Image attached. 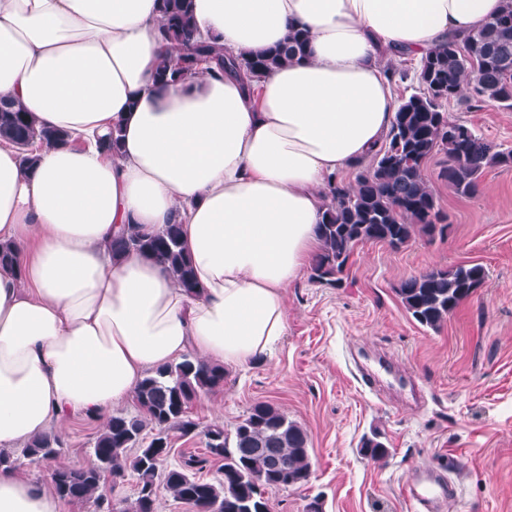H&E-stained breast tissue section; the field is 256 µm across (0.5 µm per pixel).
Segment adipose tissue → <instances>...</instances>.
I'll use <instances>...</instances> for the list:
<instances>
[{"mask_svg":"<svg viewBox=\"0 0 512 512\" xmlns=\"http://www.w3.org/2000/svg\"><path fill=\"white\" fill-rule=\"evenodd\" d=\"M504 0H194L195 27L241 57L309 32L300 63L246 80L199 68L154 86L157 0H0V97L66 131L23 167L0 146V449L71 411L107 417L147 371L192 351L271 356L286 290L320 247L328 176L367 158L397 101L388 57L422 58ZM119 130L121 150L97 144ZM181 227L200 285L113 258L123 225ZM0 512H65L48 484L0 469Z\"/></svg>","mask_w":512,"mask_h":512,"instance_id":"adipose-tissue-1","label":"adipose tissue"}]
</instances>
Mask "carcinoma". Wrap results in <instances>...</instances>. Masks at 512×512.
I'll return each mask as SVG.
<instances>
[{"label": "carcinoma", "instance_id": "obj_1", "mask_svg": "<svg viewBox=\"0 0 512 512\" xmlns=\"http://www.w3.org/2000/svg\"><path fill=\"white\" fill-rule=\"evenodd\" d=\"M161 16L159 35L178 48L177 54L157 60L159 87L176 81L201 64H215L224 72V53L215 41L195 38L193 0H157ZM308 31L293 26L286 40L257 54L241 58L237 66L260 77L307 58ZM418 86L398 100L397 110L381 145L367 160L354 165V182L339 176L328 179L317 234L321 246L312 258L314 282L336 287L355 247L368 242L393 248L406 245L416 233L432 239L449 226L436 194L425 177L427 162L443 154L439 178L460 196L478 193L491 168H512V149H504L472 127L453 119L448 101L466 96L478 107L493 102L512 110V0L484 26L461 39L451 37L419 62ZM69 135L39 126L30 113L12 102H0V141L17 147L21 162H34L36 144L63 143ZM112 257L135 253L163 262L170 275L188 293L197 292L190 258L184 252L178 224L156 233H144L126 224L112 238ZM487 278L480 263L433 268L411 276L395 288L400 302L420 326L439 329ZM224 366L209 364L188 352L179 359L148 371L134 393L136 411L110 416L94 437L92 462L83 467L57 466L50 482L58 495L89 512H128L106 495V483L116 486L127 473L136 476L137 491L164 488L194 512H269L265 494L309 483L312 461L306 429L288 419L270 402H257L228 433L220 426L200 428L191 415L202 393L224 388ZM201 435L209 456L222 462L215 481L198 477L203 460L190 455L168 464L171 436ZM63 448L60 436L41 433L25 445L30 463L40 466L56 459ZM364 456L380 461L388 448L380 435L362 440Z\"/></svg>", "mask_w": 512, "mask_h": 512}]
</instances>
